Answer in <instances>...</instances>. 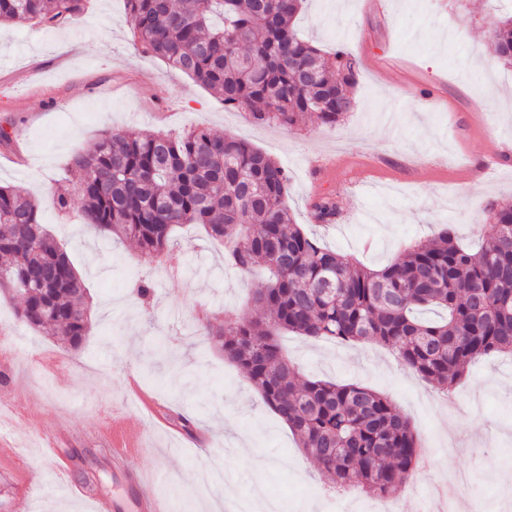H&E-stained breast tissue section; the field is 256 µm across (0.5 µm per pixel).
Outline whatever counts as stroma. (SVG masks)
I'll return each mask as SVG.
<instances>
[{
  "label": "stroma",
  "instance_id": "1",
  "mask_svg": "<svg viewBox=\"0 0 512 512\" xmlns=\"http://www.w3.org/2000/svg\"><path fill=\"white\" fill-rule=\"evenodd\" d=\"M512 0H307L296 20L304 38L325 52L342 46L360 61L356 107L338 126L315 121L294 128L255 123L246 108L225 107L203 85L160 58L133 47L123 0H90L69 27L0 30V183L22 188L39 203L42 221L64 241L89 288L91 328L76 353L42 384L29 381L20 359L5 389L27 390L26 412L45 434H59L73 484L126 503L133 487L112 469L97 428L121 414L138 420L126 399L128 376L181 417L211 430L207 454L175 446L150 425L138 465L164 471L157 492L172 512H195L198 480L221 471L212 500L220 512L254 487H265L280 512H455L440 510L434 486L463 479L469 512H512V356L472 364L442 404L435 386L395 363L375 343L341 346L285 333L278 341L302 377L360 384L389 396L409 418L434 459L400 492L380 497L356 488L330 489L329 478L300 448L288 426L262 401L238 368L197 331L242 313L262 275L229 265L224 247L203 228L176 232L182 278L163 262L88 232L79 207L57 212L53 192L76 185L68 162L103 129L177 132L195 125L247 141L288 171L287 205L295 222L321 244L379 269L405 245L453 225L460 243L488 241L489 203L512 201V68L494 59L489 30ZM330 194L335 224L317 223L311 201ZM152 283L141 298L139 281ZM170 361L156 353L158 338ZM26 478L37 512H88L65 495L45 460L35 455Z\"/></svg>",
  "mask_w": 512,
  "mask_h": 512
}]
</instances>
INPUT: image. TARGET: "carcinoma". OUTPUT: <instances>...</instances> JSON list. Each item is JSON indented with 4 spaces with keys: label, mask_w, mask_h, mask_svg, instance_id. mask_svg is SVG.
Instances as JSON below:
<instances>
[{
    "label": "carcinoma",
    "mask_w": 512,
    "mask_h": 512,
    "mask_svg": "<svg viewBox=\"0 0 512 512\" xmlns=\"http://www.w3.org/2000/svg\"><path fill=\"white\" fill-rule=\"evenodd\" d=\"M87 0H0V25L61 28ZM304 0H126L134 44L212 90L230 107L291 128L307 117L334 127L355 108L358 62L302 38ZM498 61L512 64V13L490 30ZM82 216L89 229L171 256L175 227L202 224L229 262L261 269L250 310L201 330L246 374L301 447L340 486L396 493L417 474L422 445L387 396L360 385L300 379L278 344L291 332L355 345L377 343L449 394L476 359L512 355V203L490 207L493 232L476 250L444 226L373 270L323 247L290 216L289 177L275 159L232 136L190 127L107 131L77 151ZM333 224L336 199L312 203ZM21 288L22 323L78 349L90 328L87 287L28 193L0 185V290ZM442 310L437 320L418 311Z\"/></svg>",
    "instance_id": "obj_1"
}]
</instances>
